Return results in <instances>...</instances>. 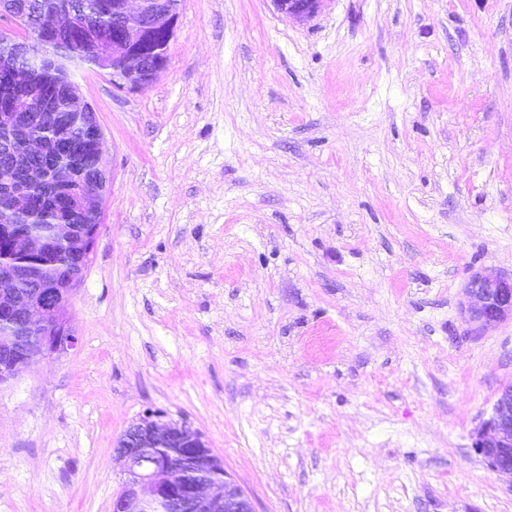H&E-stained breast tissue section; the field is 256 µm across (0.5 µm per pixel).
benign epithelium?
I'll return each mask as SVG.
<instances>
[{"label":"benign epithelium","instance_id":"obj_1","mask_svg":"<svg viewBox=\"0 0 512 512\" xmlns=\"http://www.w3.org/2000/svg\"><path fill=\"white\" fill-rule=\"evenodd\" d=\"M275 10L293 20L304 22L314 17L326 0H271ZM180 0H115L112 19V45H97L96 62L109 71L114 85L136 92L152 84L163 71L167 59L150 61L141 49L146 36L154 30L165 34L166 42L175 36ZM62 22L51 11L35 13L24 25L25 35L12 39L14 66L8 79L21 88L29 87L50 58V50ZM70 95V119L83 124L95 154L97 174L106 177L103 165V132L97 118L87 119L89 104L78 86ZM56 89L41 88L21 100L0 103V127L21 125V111L39 113L49 109ZM38 139L22 142L17 162L0 167V186L14 188L17 194L27 190L17 180L19 166L26 157L43 153ZM46 177L58 187H70L77 173L68 164L57 163L34 177ZM78 213L100 210L101 195L89 188L72 198ZM98 224H53L34 230L26 224H9L0 228V240L8 241L6 250L27 257H44L51 245H67L74 269L63 277L67 287L58 286L55 278L33 291L16 288L19 272L0 268V363L20 356L21 369L38 359L73 348L77 337L70 325L69 309L76 287L82 279L77 270L90 260L92 241L99 233ZM467 303L463 311L480 329H490L512 321V273L486 268L475 274L465 288ZM46 328L48 334L34 344L23 336V328ZM161 448L171 450L164 465L156 461ZM472 448L488 469L500 478L512 481V385L504 388L493 413L477 429ZM117 453L123 461L127 479L112 501V512H255L251 500L228 478L223 463L213 454L202 435L184 423L164 420L160 413H147L132 424L117 441Z\"/></svg>","mask_w":512,"mask_h":512}]
</instances>
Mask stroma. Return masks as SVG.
<instances>
[{
    "label": "stroma",
    "mask_w": 512,
    "mask_h": 512,
    "mask_svg": "<svg viewBox=\"0 0 512 512\" xmlns=\"http://www.w3.org/2000/svg\"><path fill=\"white\" fill-rule=\"evenodd\" d=\"M105 134L76 347L0 384V512H112L145 412L256 512H512L472 448L512 323V0H182L144 90L67 63ZM275 10L299 22L308 21L323 7L326 0H271ZM464 290L468 300L462 310L478 328L512 321V273L486 268L476 273Z\"/></svg>",
    "instance_id": "obj_1"
}]
</instances>
